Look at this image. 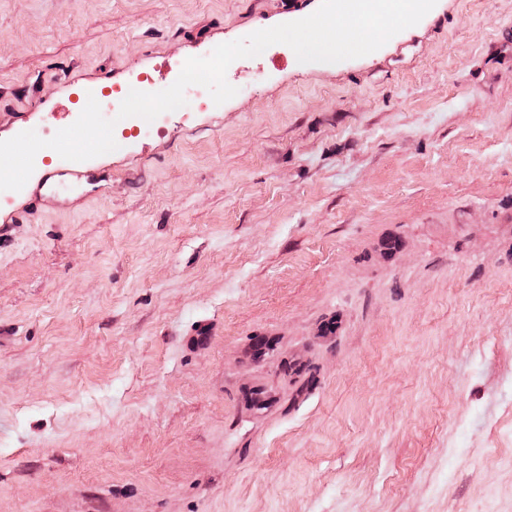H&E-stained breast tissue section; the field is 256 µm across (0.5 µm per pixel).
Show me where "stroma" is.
<instances>
[{"label": "stroma", "instance_id": "35a3bbf8", "mask_svg": "<svg viewBox=\"0 0 512 512\" xmlns=\"http://www.w3.org/2000/svg\"><path fill=\"white\" fill-rule=\"evenodd\" d=\"M321 0H0V141ZM0 204V512H512V0ZM75 167L61 168L59 171L47 177L38 188L42 190H53L54 188L63 184H75V185H88L92 187V190H97L103 186V182H106L108 176L102 172L86 171L83 174L74 173ZM76 175V178L72 177Z\"/></svg>", "mask_w": 512, "mask_h": 512}]
</instances>
